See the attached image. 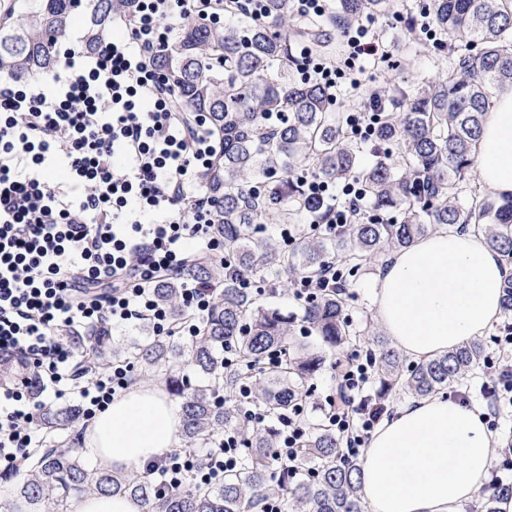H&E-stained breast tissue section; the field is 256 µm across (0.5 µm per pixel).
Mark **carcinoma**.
Here are the masks:
<instances>
[{
    "mask_svg": "<svg viewBox=\"0 0 512 512\" xmlns=\"http://www.w3.org/2000/svg\"><path fill=\"white\" fill-rule=\"evenodd\" d=\"M224 2L232 26L186 19L163 52L156 71L177 94L174 109L191 120L203 115L215 143L199 175L204 192L218 201L213 235L224 256L257 277L269 265L291 279L314 277L326 262V245L313 238L298 247L256 236L259 224H300L311 219L302 192L303 168L328 184L354 179L368 213L348 224L335 243V258L349 271L369 269L431 230L458 223L512 262V193L473 192L461 220L460 185L475 172L477 140L489 99L512 86V0H422L429 40L419 27L407 28V45L449 47L448 70L421 80L403 95L405 105L380 113L368 140L352 138L346 116L333 111L331 91L299 73V52L334 59L343 55L341 34L364 16L385 15L390 0H337L335 11L312 23L293 16L290 0H264V16L255 19ZM134 0H0V75L17 81L45 73L57 64L58 50L73 28L82 30L80 49L97 53L112 39L114 23L131 21ZM389 146L396 162L361 161L365 144ZM213 283L218 293L209 313L194 321L187 344L160 336H142L112 349L102 326L83 347V361L108 355L118 363H137L164 378L181 400L180 450L205 463V451L240 429L247 463L217 484L186 480L161 494L156 485L92 467L65 444L62 432L75 427L78 408L46 412L44 442L24 464V474L5 486V495L24 500L28 512H63L73 494L125 495L142 512H262L272 493L284 499L285 512H366L360 462L343 456L341 442L328 424L308 425L300 455L305 469L273 467L274 427L253 428L224 396L242 384L274 420L309 397L307 383L323 356L292 341V319L264 302L253 289L240 288L216 258L192 251L181 271L155 288L173 323L183 320L177 288L182 278ZM347 287L322 293L304 309L303 322L330 349L354 344L365 331L346 313ZM252 363L250 374L227 368L224 355ZM190 357L202 382L193 383L182 361ZM375 373L381 392L394 387L414 397L432 395L465 380L484 358L483 344L470 341L420 363L407 365L400 352L376 337ZM512 484H489L479 512H498Z\"/></svg>",
    "mask_w": 512,
    "mask_h": 512,
    "instance_id": "obj_1",
    "label": "carcinoma"
}]
</instances>
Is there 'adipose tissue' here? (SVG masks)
<instances>
[{
    "label": "adipose tissue",
    "instance_id": "ef3b65f1",
    "mask_svg": "<svg viewBox=\"0 0 512 512\" xmlns=\"http://www.w3.org/2000/svg\"><path fill=\"white\" fill-rule=\"evenodd\" d=\"M476 167L490 190L512 192V90L488 109ZM511 272L479 235H427L394 253L380 271L379 322L408 356L443 354L500 320L502 285ZM179 424L162 390L134 385L96 416L84 451L137 472L170 455ZM493 442L478 408L443 396L420 398L373 434L360 459L362 494L371 512H462L485 490Z\"/></svg>",
    "mask_w": 512,
    "mask_h": 512
}]
</instances>
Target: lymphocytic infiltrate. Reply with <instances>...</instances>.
Wrapping results in <instances>:
<instances>
[{"instance_id": "f902f5d3", "label": "lymphocytic infiltrate", "mask_w": 512, "mask_h": 512, "mask_svg": "<svg viewBox=\"0 0 512 512\" xmlns=\"http://www.w3.org/2000/svg\"><path fill=\"white\" fill-rule=\"evenodd\" d=\"M216 0H139L126 35L113 36L92 58L65 48L50 88L0 77V359L18 371L0 390V472L16 470L42 442L39 419L46 400H78L84 420L128 386V367L75 368L80 352L64 337L99 324L121 327L151 322L157 335H171L169 311L154 288L180 269L189 250L223 258L212 233L216 205L197 172L213 142L205 121L188 125L173 108L152 65L167 43L175 18L194 15L217 22ZM350 50L344 67L332 68L301 50L305 75L349 95L360 89L362 63H389L391 53L372 20L346 30ZM61 180H51L55 167ZM318 218L312 232L337 236L362 210L363 197L345 184L337 203L328 184L303 179ZM187 324L177 330L193 335ZM494 354L482 371L492 384L485 394L486 420L495 424L512 411V326L495 336ZM372 354L353 351L333 365L336 383L324 396L329 425L360 455L381 417L363 394L374 372ZM307 433L304 409L277 421L279 461L302 463L298 447ZM244 443L225 430L204 465L172 455L150 465L160 492L186 478L223 481L241 466Z\"/></svg>"}]
</instances>
